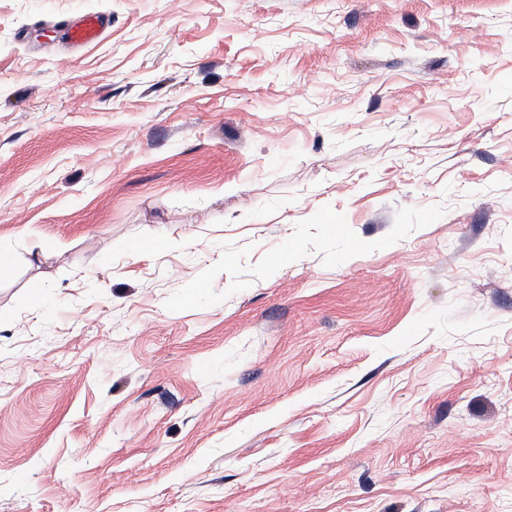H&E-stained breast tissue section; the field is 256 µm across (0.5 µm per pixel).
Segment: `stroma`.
<instances>
[{"mask_svg": "<svg viewBox=\"0 0 512 512\" xmlns=\"http://www.w3.org/2000/svg\"><path fill=\"white\" fill-rule=\"evenodd\" d=\"M0 257V512H512V0H0ZM112 26V17L99 12L80 13L57 23L60 40L71 49L96 42Z\"/></svg>", "mask_w": 512, "mask_h": 512, "instance_id": "obj_1", "label": "stroma"}]
</instances>
